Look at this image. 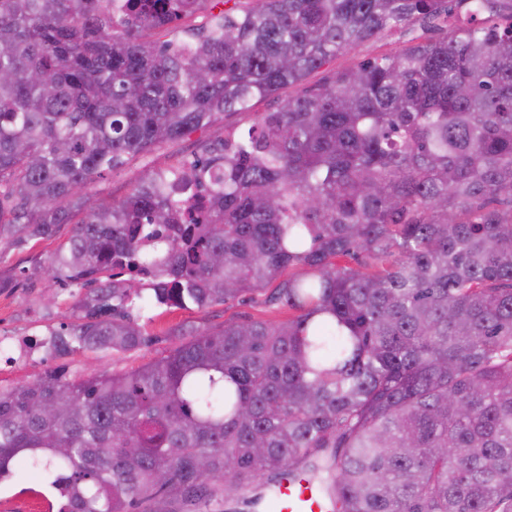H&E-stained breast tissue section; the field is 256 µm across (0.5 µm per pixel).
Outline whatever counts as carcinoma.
<instances>
[{
    "mask_svg": "<svg viewBox=\"0 0 512 512\" xmlns=\"http://www.w3.org/2000/svg\"><path fill=\"white\" fill-rule=\"evenodd\" d=\"M227 2L0 0V259L84 214L47 264L83 316L49 349L147 346L136 305L274 282L298 312L180 327L132 371L0 387V481L23 461L62 512H255L295 480L338 512H512V0ZM496 3L502 28L480 19ZM463 4L447 37L91 201L127 157ZM199 17L193 41L165 39ZM293 264L308 272L283 278Z\"/></svg>",
    "mask_w": 512,
    "mask_h": 512,
    "instance_id": "obj_1",
    "label": "carcinoma"
}]
</instances>
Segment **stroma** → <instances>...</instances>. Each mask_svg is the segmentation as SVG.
<instances>
[{"label":"stroma","instance_id":"obj_1","mask_svg":"<svg viewBox=\"0 0 512 512\" xmlns=\"http://www.w3.org/2000/svg\"><path fill=\"white\" fill-rule=\"evenodd\" d=\"M447 33L446 25L434 27L419 22L383 30L372 39L330 58L308 75L303 86L317 87L333 73L415 43L445 37ZM299 89L295 86L282 88L277 95L256 101L250 111L224 113L205 129L162 144L150 154L127 159L121 167L90 185L89 192L94 202L101 205L120 202L148 173L204 153L209 147L220 145L224 139L238 138L265 113L276 111L283 99L298 94ZM72 232V225H61L54 237L30 241L9 250L0 260V336L41 339L61 323L72 322L75 299L71 289L49 281L39 271ZM134 315L152 336V344L114 355L78 351L54 358L38 352L17 360L14 365H1L0 385H21L52 370L65 371L68 377L76 379L96 371H128L175 347L177 340L172 335L173 329L183 326L216 327L244 317L276 323L291 318L293 312L285 304L271 301L269 292L265 291L248 293L241 299L203 309L145 305L135 310ZM60 506L55 493L42 485L25 466H16L13 477L0 484V512H59Z\"/></svg>","mask_w":512,"mask_h":512}]
</instances>
